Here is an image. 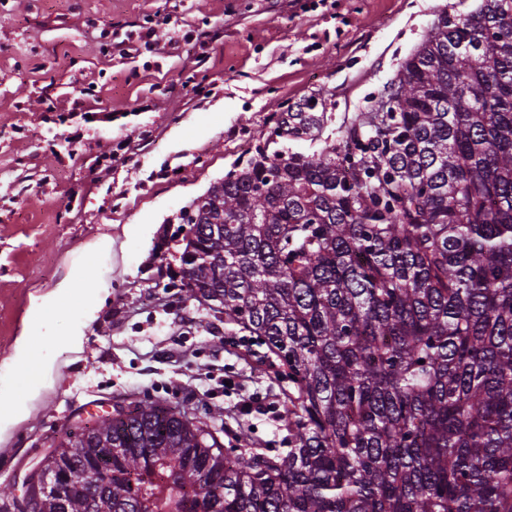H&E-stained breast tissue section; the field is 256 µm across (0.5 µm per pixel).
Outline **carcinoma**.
Here are the masks:
<instances>
[{
  "mask_svg": "<svg viewBox=\"0 0 512 512\" xmlns=\"http://www.w3.org/2000/svg\"><path fill=\"white\" fill-rule=\"evenodd\" d=\"M271 122L164 287L268 349L288 452L137 402L68 432L26 512H512V0L438 14L339 143L269 151L322 129L310 97Z\"/></svg>",
  "mask_w": 512,
  "mask_h": 512,
  "instance_id": "obj_1",
  "label": "carcinoma"
}]
</instances>
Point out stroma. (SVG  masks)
<instances>
[{
	"label": "stroma",
	"instance_id": "stroma-1",
	"mask_svg": "<svg viewBox=\"0 0 512 512\" xmlns=\"http://www.w3.org/2000/svg\"><path fill=\"white\" fill-rule=\"evenodd\" d=\"M477 3L0 0V363L32 296L77 267L91 273L86 287L108 288L81 350L51 348L52 387L0 441V489L22 497L54 439L132 401L179 407L227 448L245 433L257 451L287 450V382L265 348L225 336L223 315L162 286L154 244L247 159L281 103L315 96L325 112L319 139L288 148L340 140L439 12ZM130 35L151 48L122 55ZM79 97L93 122L69 116ZM66 130L83 135L76 151L56 144ZM128 224L143 225L140 237L126 239ZM102 235L111 253H86Z\"/></svg>",
	"mask_w": 512,
	"mask_h": 512
}]
</instances>
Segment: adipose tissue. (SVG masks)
Returning <instances> with one entry per match:
<instances>
[{
    "mask_svg": "<svg viewBox=\"0 0 512 512\" xmlns=\"http://www.w3.org/2000/svg\"><path fill=\"white\" fill-rule=\"evenodd\" d=\"M106 288H85L78 276L62 280L54 290L35 297L28 309V326L14 345L7 363L0 366V440L9 437L14 428L29 415L30 403L51 386L54 362L44 355L46 346L60 343L77 350L85 337L83 323L92 319L103 304ZM78 302L80 319L61 337L51 336L45 314L69 302ZM26 376L25 389H18L19 376Z\"/></svg>",
    "mask_w": 512,
    "mask_h": 512,
    "instance_id": "obj_1",
    "label": "adipose tissue"
}]
</instances>
